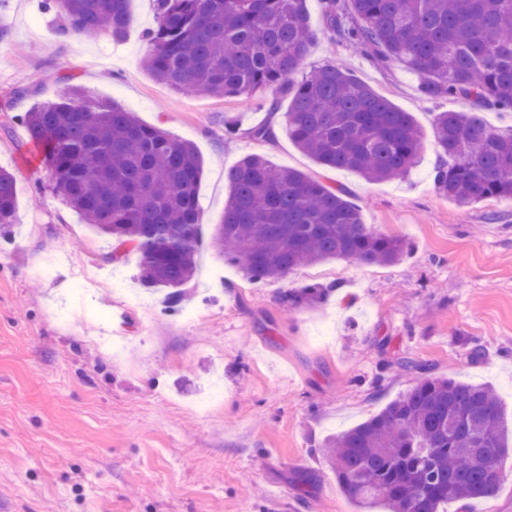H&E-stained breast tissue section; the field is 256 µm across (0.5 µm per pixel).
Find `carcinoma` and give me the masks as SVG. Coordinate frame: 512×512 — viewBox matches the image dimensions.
I'll list each match as a JSON object with an SVG mask.
<instances>
[{"label": "carcinoma", "instance_id": "1", "mask_svg": "<svg viewBox=\"0 0 512 512\" xmlns=\"http://www.w3.org/2000/svg\"><path fill=\"white\" fill-rule=\"evenodd\" d=\"M130 0H44L69 29L122 38ZM157 26L145 68L179 93L245 97L273 94L288 104V135L330 170L376 182L403 178L422 145L409 112L343 65L313 69L300 81L316 39L306 0H156ZM330 41L378 66L397 63L418 77L427 99L461 98L467 112L436 113L442 154L435 190L460 203L512 200V127L495 129L491 111H512V0H323ZM41 146L57 190L85 221L140 256V281L170 288L167 303L195 274L203 173L195 146L141 123L118 105L83 97L74 85L22 117ZM224 218L214 243L252 281L328 259L370 265L403 259L409 244L372 231L346 192L248 156L225 174ZM14 176L0 169V226L16 214ZM335 286L307 285L281 303L320 304ZM398 367L414 384L378 413L329 436L327 460L361 512H448L493 496L512 453L501 399L486 385L430 374L414 359Z\"/></svg>", "mask_w": 512, "mask_h": 512}]
</instances>
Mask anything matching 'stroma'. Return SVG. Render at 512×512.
<instances>
[{
  "instance_id": "35a3bbf8",
  "label": "stroma",
  "mask_w": 512,
  "mask_h": 512,
  "mask_svg": "<svg viewBox=\"0 0 512 512\" xmlns=\"http://www.w3.org/2000/svg\"><path fill=\"white\" fill-rule=\"evenodd\" d=\"M319 35L307 69L335 62L424 133L405 178L370 182L328 170L288 136L276 111L235 97L170 90L145 70L154 0H131L122 40L63 32L41 0H0V167L16 179L17 215L0 232V512H358L322 454L325 437L380 411L414 383L396 361L484 384L512 418V201L461 205L437 194L435 113L402 66L377 67ZM192 142L203 162L197 271L182 287L196 318L168 309L167 291L139 281L140 258H111L97 233L56 191L22 116L65 84ZM240 132L224 137L225 116ZM273 136L252 138L255 124ZM344 186L374 231L403 238L393 266L334 259L250 283L213 242L225 172L248 155ZM50 278L34 276L45 259ZM336 285L328 300L286 309L280 295ZM120 332L122 357L103 344ZM482 357L470 358L473 344ZM224 400L201 412L209 389Z\"/></svg>"
}]
</instances>
